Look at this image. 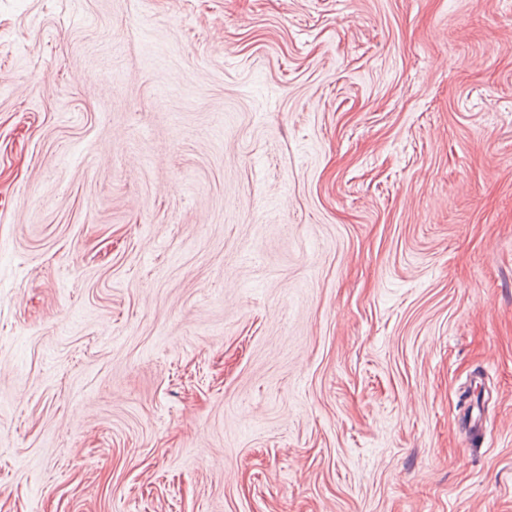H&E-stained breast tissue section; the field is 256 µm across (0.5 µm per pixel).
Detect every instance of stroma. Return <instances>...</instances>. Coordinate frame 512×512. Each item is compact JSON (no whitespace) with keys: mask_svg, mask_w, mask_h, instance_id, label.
Masks as SVG:
<instances>
[{"mask_svg":"<svg viewBox=\"0 0 512 512\" xmlns=\"http://www.w3.org/2000/svg\"><path fill=\"white\" fill-rule=\"evenodd\" d=\"M0 512H512V0H0Z\"/></svg>","mask_w":512,"mask_h":512,"instance_id":"1","label":"stroma"}]
</instances>
